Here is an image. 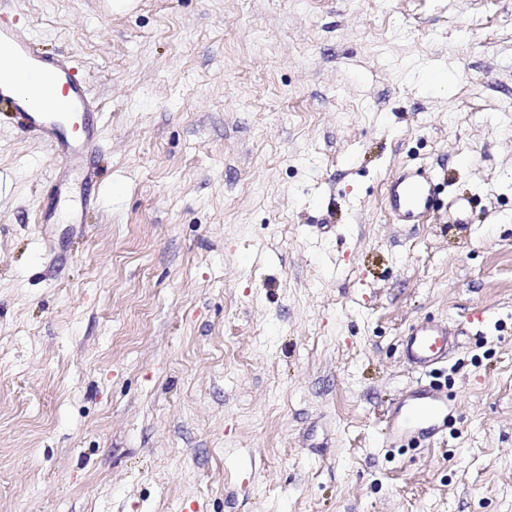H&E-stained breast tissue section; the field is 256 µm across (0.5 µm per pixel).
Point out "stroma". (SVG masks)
Listing matches in <instances>:
<instances>
[{"mask_svg": "<svg viewBox=\"0 0 512 512\" xmlns=\"http://www.w3.org/2000/svg\"><path fill=\"white\" fill-rule=\"evenodd\" d=\"M97 182L0 109V512H512V0H11ZM473 199L392 223L387 182ZM429 320L448 420L383 444ZM454 334L445 322H427L411 328L404 340V354L415 368L426 369L448 358Z\"/></svg>", "mask_w": 512, "mask_h": 512, "instance_id": "35a3bbf8", "label": "stroma"}]
</instances>
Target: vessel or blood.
Wrapping results in <instances>:
<instances>
[{"label":"vessel or blood","instance_id":"b4317fda","mask_svg":"<svg viewBox=\"0 0 512 512\" xmlns=\"http://www.w3.org/2000/svg\"><path fill=\"white\" fill-rule=\"evenodd\" d=\"M0 104L15 108L25 126L39 134L65 162L80 166L84 178L93 172L84 158L97 146L90 129H83L78 141H68L60 130L61 121L72 113L93 106L87 89L72 77V63L36 51L29 30L0 22ZM433 177L418 168H403L392 178L385 192V208L396 224H423L437 204ZM453 333L447 323L427 322L411 328L404 340V354L415 368L426 369L448 356ZM448 416V399L439 390L417 386L392 409L386 438L431 436Z\"/></svg>","mask_w":512,"mask_h":512}]
</instances>
